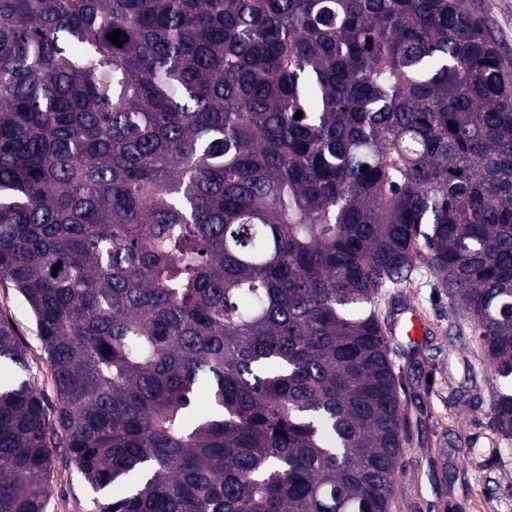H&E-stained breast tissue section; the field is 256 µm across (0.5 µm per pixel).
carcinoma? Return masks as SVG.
<instances>
[{"label": "carcinoma", "mask_w": 512, "mask_h": 512, "mask_svg": "<svg viewBox=\"0 0 512 512\" xmlns=\"http://www.w3.org/2000/svg\"><path fill=\"white\" fill-rule=\"evenodd\" d=\"M423 261L509 437L512 80L470 0H0V280L59 399L0 377V512L59 448L94 512H392L381 289Z\"/></svg>", "instance_id": "cac0c4a2"}]
</instances>
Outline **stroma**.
I'll list each match as a JSON object with an SVG mask.
<instances>
[{"instance_id":"stroma-1","label":"stroma","mask_w":512,"mask_h":512,"mask_svg":"<svg viewBox=\"0 0 512 512\" xmlns=\"http://www.w3.org/2000/svg\"><path fill=\"white\" fill-rule=\"evenodd\" d=\"M512 71V0H474ZM423 334L391 339V359L412 399L407 422L405 492L395 512H512V437L501 436L483 406L494 380L471 338L470 319L417 264L406 285L383 291L382 316L395 325L405 310ZM0 318L12 322L27 353L26 378L38 387L47 412L57 395L50 383L35 320L16 288L0 281ZM58 473L46 512H91L93 492L56 461Z\"/></svg>"}]
</instances>
